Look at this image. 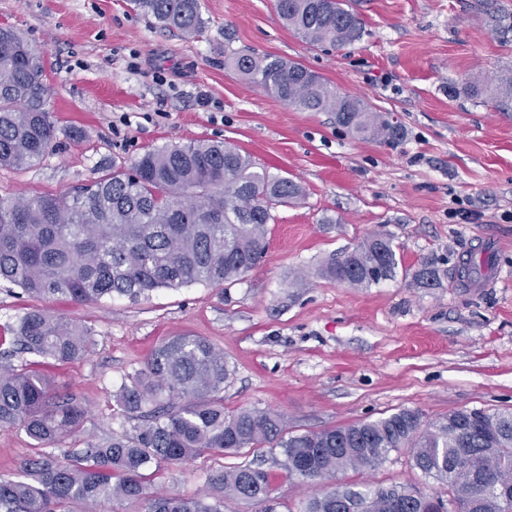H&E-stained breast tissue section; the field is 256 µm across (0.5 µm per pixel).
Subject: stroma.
Segmentation results:
<instances>
[{"instance_id":"1","label":"stroma","mask_w":512,"mask_h":512,"mask_svg":"<svg viewBox=\"0 0 512 512\" xmlns=\"http://www.w3.org/2000/svg\"><path fill=\"white\" fill-rule=\"evenodd\" d=\"M201 6L207 27L185 38L129 0H0V27L44 54L58 128L56 149L40 162L0 168V198L60 194L150 148L202 140L231 143L304 190L274 210L263 262L230 288L46 301L55 316L97 333L89 355L47 368L88 409L87 434L100 440L120 430L116 390L182 334L207 337L234 366L225 411L271 409L299 433L403 408L428 421L465 408L512 410V103L459 91L465 79L512 69V41L498 36L485 0H353L365 33L343 49L308 43L284 25L275 0ZM228 45L301 63L400 123L403 139L363 140L333 113L287 105L225 67ZM461 207L478 219L456 218ZM379 232L392 235L402 257L394 279L365 288L321 275ZM430 256L440 260L437 288L410 278ZM470 256L491 257V276L457 286L455 266ZM37 305L0 285V348ZM32 452L23 430L0 429V477L21 479ZM282 460L267 448L206 453L148 470L147 488L194 496L215 471L252 461L271 476L277 512H300L313 489L289 477ZM337 481L444 493L405 449Z\"/></svg>"}]
</instances>
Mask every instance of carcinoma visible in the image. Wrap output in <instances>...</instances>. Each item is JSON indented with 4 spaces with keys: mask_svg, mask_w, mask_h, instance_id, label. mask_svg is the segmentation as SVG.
Wrapping results in <instances>:
<instances>
[{
    "mask_svg": "<svg viewBox=\"0 0 512 512\" xmlns=\"http://www.w3.org/2000/svg\"><path fill=\"white\" fill-rule=\"evenodd\" d=\"M132 8L183 37L206 28L200 0H131ZM287 26L313 45L334 48L361 40L365 22L350 0H276ZM224 65L302 111L333 112L336 124L363 138L394 143L401 125L363 99L340 94L304 65L267 55L255 58L224 46ZM38 50L14 29L0 27V167L42 159L57 140ZM473 96L512 101V70L466 82ZM303 190L286 176L258 168L237 148L218 141L170 145L144 152L130 170H114L63 195L0 198V283L33 298L93 303L136 300L159 289L222 288L265 257L272 211ZM393 238L378 233L323 274L347 286H369L396 275ZM425 287L439 282L427 260L413 273ZM12 349L0 363V428L19 427L35 452L23 480L0 478V512H83L110 502L139 503L141 512H224L234 498L274 512L269 473L251 465L218 471L209 492L192 498L146 491L145 471L182 464L205 453L241 454L279 448L284 468L317 485L347 470L374 468L409 449L411 462L448 486V499L403 486L338 484L312 495L302 512H512V412L461 409L425 424L418 410L319 431L295 433L278 412L259 407L224 411V382L232 375L224 350L201 336H174L121 386L116 405L138 421L132 432L85 440L59 458L45 452L82 433L87 411L72 395L52 394L44 374L8 359L31 354L58 362L85 357L95 331L43 310L11 328ZM314 457L311 474L298 462ZM118 481H113V478Z\"/></svg>",
    "mask_w": 512,
    "mask_h": 512,
    "instance_id": "obj_1",
    "label": "carcinoma"
}]
</instances>
